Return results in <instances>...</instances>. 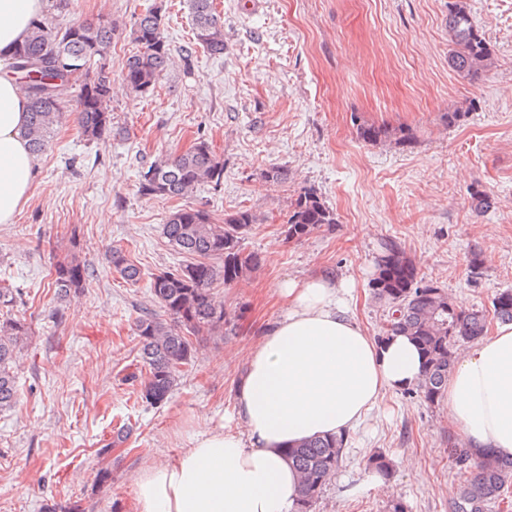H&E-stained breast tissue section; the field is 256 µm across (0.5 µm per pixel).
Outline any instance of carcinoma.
<instances>
[{"label":"carcinoma","mask_w":512,"mask_h":512,"mask_svg":"<svg viewBox=\"0 0 512 512\" xmlns=\"http://www.w3.org/2000/svg\"><path fill=\"white\" fill-rule=\"evenodd\" d=\"M193 16V41L211 54L224 53V23L216 13L214 0H188ZM117 25L112 17L77 21L55 27L48 15L32 23L26 38L11 54V71L28 100L29 108L22 136L29 150L42 153L51 142L55 127L69 108L68 91L80 83L75 120L82 137L98 142L112 131L111 81L101 75ZM448 36L454 49L448 64L460 75L476 77L487 72L494 60L490 43L474 25L464 0L448 9ZM137 51L127 57L123 80L128 88L145 95L156 88L170 63V48L164 33L163 5L140 17L130 32ZM45 62L38 75L21 72V58ZM356 132L366 142L391 136L389 129L358 123ZM224 178V161L201 139L187 150L154 161L142 175L140 194L144 197H189L205 184L218 186ZM259 221L249 209H239L217 218L208 211L184 205L172 212L163 224V233L190 262L175 268H161L151 274L152 302L163 312L143 311L136 318L135 333L145 375L132 373L140 381V398L149 405H162L169 399L183 368L195 358L197 345L206 336L224 329V303L217 300L214 284L243 281L261 265L262 258L248 251L244 240ZM336 223V214L312 187L302 188L288 204L284 233L287 239L301 241L324 224ZM109 261L120 277L137 283L142 271L123 248L109 250ZM376 273L370 282L373 297L387 309L384 336L397 333L410 337L421 352L424 371L415 393L427 404L440 402L448 382V371L459 343L475 342L487 335L490 321L478 309L463 310L444 289L418 280L416 266L392 243H385L375 260ZM89 274L78 256L55 265L57 298L64 300L85 288ZM18 290L0 288V410L20 402L13 367L17 348L31 334V324L12 316ZM493 318L512 322V289L497 294ZM129 426L113 431L112 440L96 450L99 485L112 482V449L127 442ZM345 450V437H315L286 450L297 470L301 496L297 512H315L323 491L339 470ZM455 474L461 479V495L454 512H491L504 501L512 488V458H500L486 449L477 454L468 448L450 449ZM368 469L383 476L391 474L388 456L377 451L367 460Z\"/></svg>","instance_id":"1"}]
</instances>
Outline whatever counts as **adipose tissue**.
<instances>
[{
    "label": "adipose tissue",
    "instance_id": "adipose-tissue-1",
    "mask_svg": "<svg viewBox=\"0 0 512 512\" xmlns=\"http://www.w3.org/2000/svg\"><path fill=\"white\" fill-rule=\"evenodd\" d=\"M41 0H0V58L39 15ZM27 100L0 77V224L29 199L35 158L20 136ZM345 284L282 282L286 311L255 345L238 381L240 432L208 430L175 457L133 477L136 512H295L299 487L285 450L353 429L391 389L422 370L406 336L378 342L350 314ZM443 400L470 447L512 457V323L461 353Z\"/></svg>",
    "mask_w": 512,
    "mask_h": 512
}]
</instances>
